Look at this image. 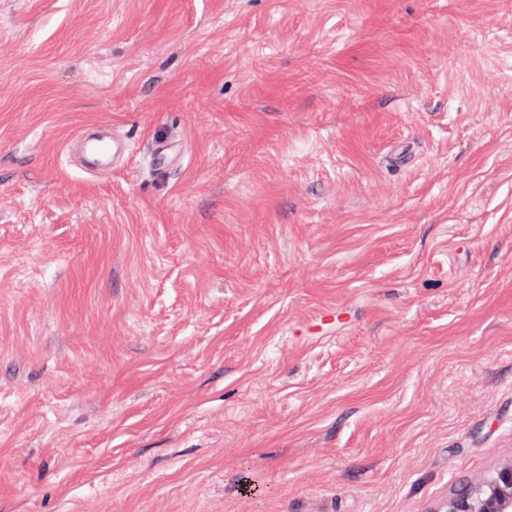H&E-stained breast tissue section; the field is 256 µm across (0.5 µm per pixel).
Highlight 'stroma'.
<instances>
[{
	"instance_id": "stroma-1",
	"label": "stroma",
	"mask_w": 512,
	"mask_h": 512,
	"mask_svg": "<svg viewBox=\"0 0 512 512\" xmlns=\"http://www.w3.org/2000/svg\"><path fill=\"white\" fill-rule=\"evenodd\" d=\"M0 459V512H442L512 465V0H0ZM93 136L81 134L76 142L81 146L80 167L92 174H105L112 171L121 159L131 153L129 141L112 134L107 125L95 124Z\"/></svg>"
}]
</instances>
